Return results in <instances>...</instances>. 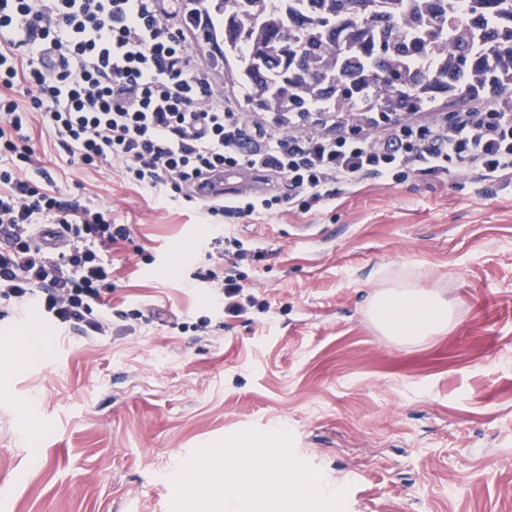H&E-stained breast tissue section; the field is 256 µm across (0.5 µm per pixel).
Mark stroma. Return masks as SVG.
Segmentation results:
<instances>
[{
	"label": "stroma",
	"instance_id": "stroma-1",
	"mask_svg": "<svg viewBox=\"0 0 512 512\" xmlns=\"http://www.w3.org/2000/svg\"><path fill=\"white\" fill-rule=\"evenodd\" d=\"M54 178L132 225L110 254L112 309L147 315L94 342L0 317V512H170L182 462L251 428L288 431L345 512H512V190L371 180L319 212L237 224L267 256L240 263L258 305L231 318L186 285L190 268L223 266L198 212L107 167ZM405 286L447 301L448 330L405 343L370 321L371 296ZM202 316L206 333L179 330ZM32 327L46 363L8 366Z\"/></svg>",
	"mask_w": 512,
	"mask_h": 512
}]
</instances>
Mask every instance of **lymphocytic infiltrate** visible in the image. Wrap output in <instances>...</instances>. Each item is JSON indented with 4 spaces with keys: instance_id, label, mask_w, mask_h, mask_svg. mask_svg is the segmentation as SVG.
Listing matches in <instances>:
<instances>
[{
    "instance_id": "f902f5d3",
    "label": "lymphocytic infiltrate",
    "mask_w": 512,
    "mask_h": 512,
    "mask_svg": "<svg viewBox=\"0 0 512 512\" xmlns=\"http://www.w3.org/2000/svg\"><path fill=\"white\" fill-rule=\"evenodd\" d=\"M185 18L162 0H0V300L37 306L62 332L112 333V247L131 227L105 205L62 192L32 146L50 134L66 162L118 170L156 198L202 210L220 255L265 258L246 249L224 219H252L289 205L306 214L337 189L371 178L400 184L461 171L512 187V112L496 102L445 114H378L342 126L333 113L269 121L242 112L190 52ZM277 182L271 193L204 199L194 191L224 170ZM57 225L64 243L36 248L37 225ZM238 269H196L193 288L211 289L237 317L256 299Z\"/></svg>"
}]
</instances>
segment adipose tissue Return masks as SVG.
I'll list each match as a JSON object with an SVG mask.
<instances>
[{
    "label": "adipose tissue",
    "instance_id": "1",
    "mask_svg": "<svg viewBox=\"0 0 512 512\" xmlns=\"http://www.w3.org/2000/svg\"><path fill=\"white\" fill-rule=\"evenodd\" d=\"M371 316L389 336L405 341L443 330L449 321L448 303L437 292L391 289L376 293Z\"/></svg>",
    "mask_w": 512,
    "mask_h": 512
}]
</instances>
